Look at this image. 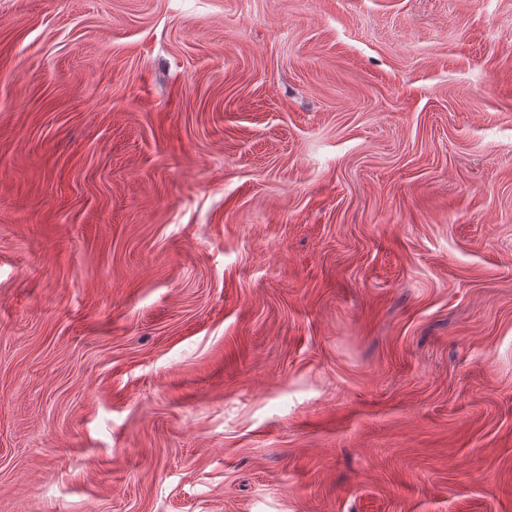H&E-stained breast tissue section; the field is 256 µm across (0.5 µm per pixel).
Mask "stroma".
Masks as SVG:
<instances>
[{
    "label": "stroma",
    "instance_id": "35a3bbf8",
    "mask_svg": "<svg viewBox=\"0 0 512 512\" xmlns=\"http://www.w3.org/2000/svg\"><path fill=\"white\" fill-rule=\"evenodd\" d=\"M0 512H512V0H0Z\"/></svg>",
    "mask_w": 512,
    "mask_h": 512
}]
</instances>
